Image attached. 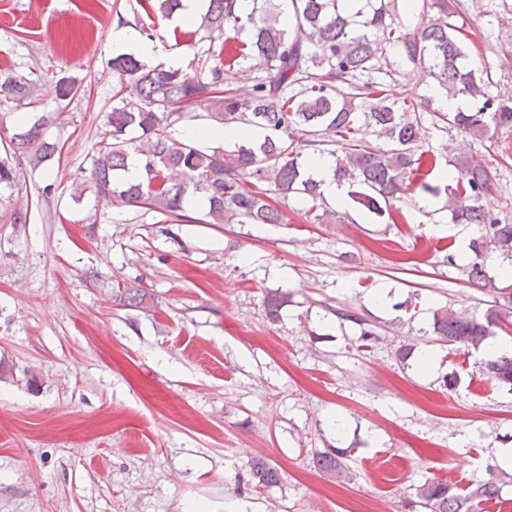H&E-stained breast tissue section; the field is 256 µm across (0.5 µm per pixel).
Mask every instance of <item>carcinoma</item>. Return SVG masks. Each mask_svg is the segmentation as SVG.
I'll return each instance as SVG.
<instances>
[{"instance_id":"cac0c4a2","label":"carcinoma","mask_w":512,"mask_h":512,"mask_svg":"<svg viewBox=\"0 0 512 512\" xmlns=\"http://www.w3.org/2000/svg\"><path fill=\"white\" fill-rule=\"evenodd\" d=\"M236 3L208 0L190 29L174 34L196 38L192 46L208 42L188 71L153 67L132 53L113 55L112 108L86 178L96 197L153 213L161 224H280L283 216L272 200L291 194L323 200L321 181L309 172L305 155L313 149L333 156L335 180L347 187L348 197L388 224L404 218L403 204L418 191L444 198L441 210L452 223L481 230L470 241V283L496 288L486 270L488 254H512V224L482 204L496 186L497 168L459 156L456 175L448 179L419 141L426 122L476 139L493 138L494 128H512V106L494 102L483 75L470 64L465 26L456 24L459 0H415L420 23L414 28L406 24L404 0H251L246 10ZM248 62L264 76L251 96L242 98L234 84ZM414 69L426 73L444 96L467 98L470 109L449 111L434 106L430 97H409L405 79ZM33 87L25 75L0 74V97L21 106L35 103ZM84 92L81 79L57 82L61 101ZM199 109L213 125L247 127L260 136L230 150L191 140L181 128ZM53 123L52 116L37 112L30 122L10 128L6 116L0 117V192L18 189L21 162L37 167L61 152L46 134ZM131 159L142 170L137 182L123 178ZM194 194L204 200L197 217L184 206ZM498 293L501 298L481 319L463 320L446 306L437 308L432 334L459 349H480L512 315V292L500 288ZM287 302L286 293L266 294L269 318L279 320ZM336 317L361 326L363 340L376 336L351 310L338 309ZM483 370L488 379L512 386V355L487 359ZM313 462L336 479L348 478L338 452L319 451ZM278 481L276 468L262 460L252 464L253 488ZM500 492L494 464L468 491L428 479L405 506L409 512H485V504Z\"/></svg>"}]
</instances>
